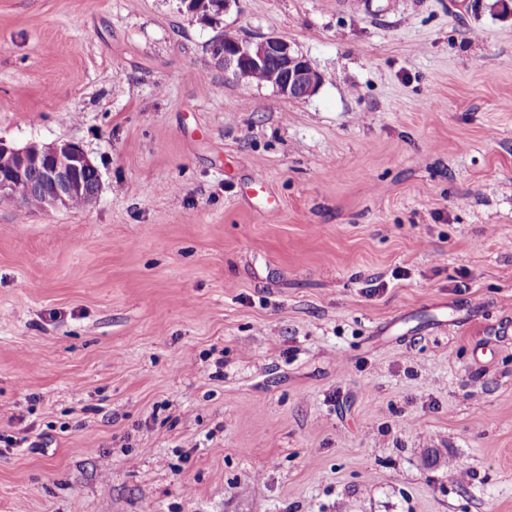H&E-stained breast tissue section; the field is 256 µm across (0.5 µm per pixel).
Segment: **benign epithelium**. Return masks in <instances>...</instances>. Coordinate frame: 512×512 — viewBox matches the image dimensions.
Listing matches in <instances>:
<instances>
[{"label": "benign epithelium", "instance_id": "7a95c632", "mask_svg": "<svg viewBox=\"0 0 512 512\" xmlns=\"http://www.w3.org/2000/svg\"><path fill=\"white\" fill-rule=\"evenodd\" d=\"M232 2L213 0L212 12L203 17L194 8L195 0H180L188 15L214 26L220 23V16ZM209 53L214 65L224 69V76L229 80L251 79L262 70L272 69L273 88L285 98H305L322 82V75L306 57L277 36L240 40L225 36L221 30L210 40ZM0 154L12 159L11 167L0 170V199L21 202L32 191L40 194L43 210L68 209L75 199L88 208L102 191L98 167L74 142H31L22 148L0 142ZM83 170L97 178L90 190L76 178V172Z\"/></svg>", "mask_w": 512, "mask_h": 512}]
</instances>
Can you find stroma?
Returning <instances> with one entry per match:
<instances>
[{"instance_id":"1","label":"stroma","mask_w":512,"mask_h":512,"mask_svg":"<svg viewBox=\"0 0 512 512\" xmlns=\"http://www.w3.org/2000/svg\"><path fill=\"white\" fill-rule=\"evenodd\" d=\"M179 6L0 0V140L102 177L0 201V512H512V5ZM195 2L196 9L200 10L203 14L210 12L212 4L211 0H180V3L185 6L187 14L192 18L217 26L220 23V16L229 9L234 0H213L212 12L206 14L205 17L198 14L197 10L194 8ZM208 47L214 65L224 69L229 80L253 78L259 84H268V72L262 70L271 68L273 88L285 98L310 96L322 82V75L306 57L277 36L240 40L224 36L221 30ZM0 154L12 159L9 167L10 160L1 156L0 168L7 169L0 170V199L9 198L20 203L24 199L22 205L25 209H37L40 198L42 210L69 209L75 199L81 202L82 208H88L102 191L98 167L74 142H31L22 148L0 142ZM83 170L96 176L93 189H87L85 183L76 178V172ZM32 172L41 175L40 182L30 179ZM31 191L39 193L40 197H25Z\"/></svg>"}]
</instances>
